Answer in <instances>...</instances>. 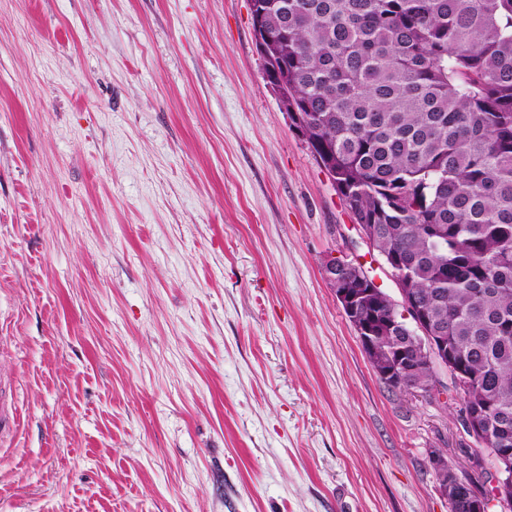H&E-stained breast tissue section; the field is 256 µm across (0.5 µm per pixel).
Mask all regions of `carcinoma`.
I'll return each mask as SVG.
<instances>
[{
	"label": "carcinoma",
	"instance_id": "obj_1",
	"mask_svg": "<svg viewBox=\"0 0 512 512\" xmlns=\"http://www.w3.org/2000/svg\"><path fill=\"white\" fill-rule=\"evenodd\" d=\"M292 128L394 254L477 416L472 457L512 448V0H252ZM368 296L361 321L394 344ZM422 355L411 378L430 386Z\"/></svg>",
	"mask_w": 512,
	"mask_h": 512
}]
</instances>
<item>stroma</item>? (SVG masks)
<instances>
[{"instance_id": "stroma-1", "label": "stroma", "mask_w": 512, "mask_h": 512, "mask_svg": "<svg viewBox=\"0 0 512 512\" xmlns=\"http://www.w3.org/2000/svg\"><path fill=\"white\" fill-rule=\"evenodd\" d=\"M353 222L250 0H0V512H448L462 402L371 368ZM23 430V422L17 413H10L5 399L0 403V443L5 437L15 438ZM430 464L435 477V490L444 498L448 496L458 497L465 493L461 488L457 473L448 465L447 456L439 450H431ZM449 512H470L466 507V500L463 498L448 499Z\"/></svg>"}]
</instances>
